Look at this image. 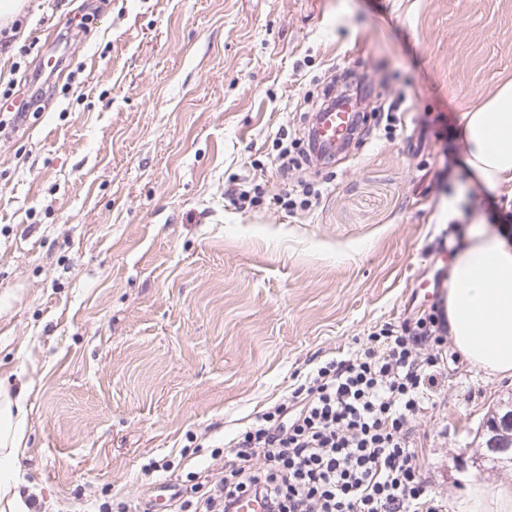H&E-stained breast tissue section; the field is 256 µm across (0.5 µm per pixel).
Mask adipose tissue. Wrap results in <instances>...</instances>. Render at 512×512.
I'll return each instance as SVG.
<instances>
[{"label":"adipose tissue","mask_w":512,"mask_h":512,"mask_svg":"<svg viewBox=\"0 0 512 512\" xmlns=\"http://www.w3.org/2000/svg\"><path fill=\"white\" fill-rule=\"evenodd\" d=\"M465 159L491 193L512 185V82L465 113ZM448 336L473 366L512 378V235L469 231L449 269L444 295ZM28 411L0 379V512H27L20 492ZM457 512H512V483L471 482Z\"/></svg>","instance_id":"ef3b65f1"}]
</instances>
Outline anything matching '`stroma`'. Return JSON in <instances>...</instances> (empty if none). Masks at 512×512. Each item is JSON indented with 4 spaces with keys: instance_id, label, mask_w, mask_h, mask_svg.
Instances as JSON below:
<instances>
[{
    "instance_id": "1",
    "label": "stroma",
    "mask_w": 512,
    "mask_h": 512,
    "mask_svg": "<svg viewBox=\"0 0 512 512\" xmlns=\"http://www.w3.org/2000/svg\"><path fill=\"white\" fill-rule=\"evenodd\" d=\"M19 18L0 84L37 102L0 115V377L26 395L36 512H178L168 485L223 472L212 451L256 412L434 306L451 217L512 232L461 149L464 112L512 80V0H29ZM346 73L374 83L367 121L305 156L296 133ZM442 356L415 443L450 506L468 482L512 481L474 455L512 379L450 342Z\"/></svg>"
}]
</instances>
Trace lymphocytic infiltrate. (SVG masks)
Instances as JSON below:
<instances>
[{
	"instance_id": "f902f5d3",
	"label": "lymphocytic infiltrate",
	"mask_w": 512,
	"mask_h": 512,
	"mask_svg": "<svg viewBox=\"0 0 512 512\" xmlns=\"http://www.w3.org/2000/svg\"><path fill=\"white\" fill-rule=\"evenodd\" d=\"M447 325L438 312L388 323L312 369L231 440L223 479L196 472L190 512H446L428 493L413 443L427 410Z\"/></svg>"
}]
</instances>
